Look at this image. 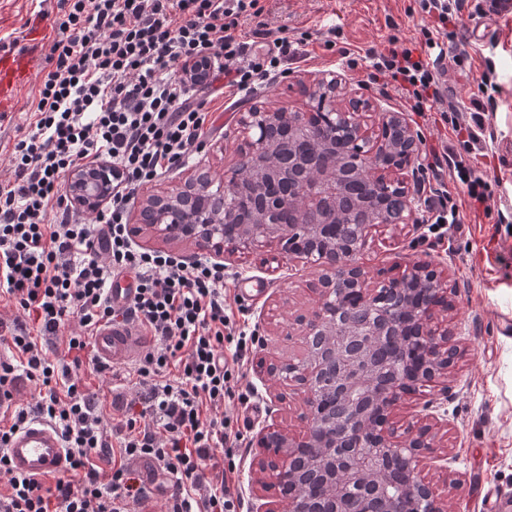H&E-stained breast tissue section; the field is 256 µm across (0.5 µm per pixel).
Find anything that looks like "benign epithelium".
I'll return each mask as SVG.
<instances>
[{
	"label": "benign epithelium",
	"mask_w": 512,
	"mask_h": 512,
	"mask_svg": "<svg viewBox=\"0 0 512 512\" xmlns=\"http://www.w3.org/2000/svg\"><path fill=\"white\" fill-rule=\"evenodd\" d=\"M330 118L342 124L345 155L308 112H247L242 160L225 174V189L213 188L210 171L198 169L184 185L151 194L138 206L131 236L149 234L220 258L282 245L288 260L319 270V304L298 319L306 355L271 370L304 388L306 432L266 426L247 483L260 499L277 500L257 512H447V504L421 477L435 435L425 424L404 438L390 418L404 395L448 377L458 355L448 331L430 323L434 307L448 298V281L428 263L372 288L358 263L371 229L415 223L418 198L408 187L419 135L404 113H375L380 130L370 145L358 113L372 106L349 97L336 107L341 78L322 74L308 87ZM313 151L302 155L293 138L304 128ZM254 189L251 207L237 212L224 191ZM112 195V168L81 165L69 176L67 196L76 207L95 206ZM448 400L444 385L422 407V418Z\"/></svg>",
	"instance_id": "1"
}]
</instances>
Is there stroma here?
Instances as JSON below:
<instances>
[{"instance_id":"35a3bbf8","label":"stroma","mask_w":512,"mask_h":512,"mask_svg":"<svg viewBox=\"0 0 512 512\" xmlns=\"http://www.w3.org/2000/svg\"><path fill=\"white\" fill-rule=\"evenodd\" d=\"M482 0H465L458 24L441 41L449 94L467 122L485 72L497 85L498 108L485 116L488 139L472 145L470 165L488 183L491 210L475 216L467 191L451 170L436 174L415 162L409 184L419 199L415 224L398 229L373 228L359 257L377 282L416 262H431L448 279L451 310L435 308L433 323L453 331L459 355L448 372V401L439 410L442 426L435 438L434 460L425 462L422 477L448 505V512H501L512 501V226L498 213L512 212V15L484 19ZM269 29L287 28L293 38H306L308 55L289 65L287 73L266 79L248 93L225 96L214 114V130L185 165L141 188L146 196L188 180L196 166L209 167L215 184L237 160L240 120L257 108L310 111L313 102L303 83L322 72L339 75L348 92L383 109L403 110L396 94L379 93L372 83L369 55L382 51L388 39L421 41L431 21L420 0H264ZM59 0H0V44L44 27L40 64L27 86L0 109V180L10 179L7 158L22 128L35 120L49 46L57 35ZM335 38H328V29ZM447 191L460 221L437 224L431 206L437 191ZM315 267L287 261L278 246L260 254H234L224 263L225 312L236 325L255 332L243 360L237 396L225 400L224 415L239 437L224 449V468L235 478L244 501L252 495L245 478L258 450L262 427L278 424L297 434L306 430L304 393L294 382L268 376L270 364L303 358L295 319L310 314L317 298L310 288Z\"/></svg>"}]
</instances>
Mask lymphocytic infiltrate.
Returning <instances> with one entry per match:
<instances>
[{
    "label": "lymphocytic infiltrate",
    "instance_id": "f902f5d3",
    "mask_svg": "<svg viewBox=\"0 0 512 512\" xmlns=\"http://www.w3.org/2000/svg\"><path fill=\"white\" fill-rule=\"evenodd\" d=\"M463 7L464 0H421L433 30L372 53L374 82L394 87L411 111L455 112L436 34ZM60 10L36 120L12 148V180L0 182V298L22 312L11 325L0 319V346L10 354L0 360V512H130L145 495L128 463L142 457L159 461L175 482L165 512H240L224 473L228 423L205 414L231 395L248 342L224 313V266L139 250L127 210L140 186L200 148L207 99L219 83L252 89L303 56L305 41L267 30L261 0H60ZM247 20L255 26L246 33ZM203 59V78L188 79ZM425 159L434 171L452 167L474 208H486V181L454 148ZM93 161L111 165L120 180L104 208L83 214L66 202L60 178ZM121 273L136 280L125 306L113 304L108 289ZM119 321L138 322L156 343L133 368L146 391L122 403L123 423L111 435L81 368L92 360L99 324ZM229 335L237 342L228 355ZM58 336L60 352L49 345ZM23 379L38 391L35 404L14 396ZM34 416L60 433L65 476L30 478L10 468L3 447Z\"/></svg>",
    "mask_w": 512,
    "mask_h": 512
}]
</instances>
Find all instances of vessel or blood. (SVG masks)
Masks as SVG:
<instances>
[{"instance_id":"b4317fda","label":"vessel or blood","mask_w":512,"mask_h":512,"mask_svg":"<svg viewBox=\"0 0 512 512\" xmlns=\"http://www.w3.org/2000/svg\"><path fill=\"white\" fill-rule=\"evenodd\" d=\"M33 60L26 47L0 54V97L14 96L26 85ZM150 339L134 323L101 324L95 332V354L107 365L122 364L139 357ZM6 454L15 473L39 476L64 470L65 449L59 432L49 423L34 419L8 441Z\"/></svg>"}]
</instances>
